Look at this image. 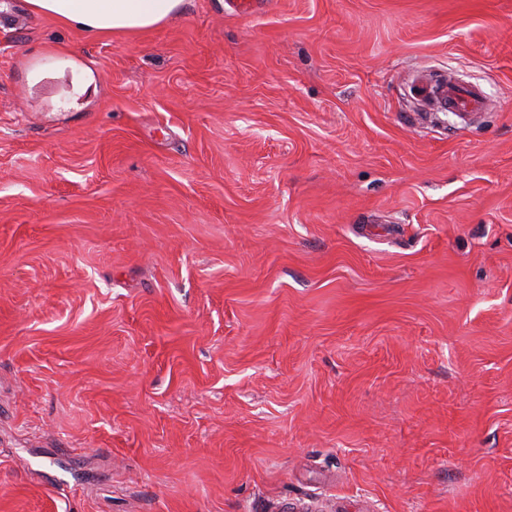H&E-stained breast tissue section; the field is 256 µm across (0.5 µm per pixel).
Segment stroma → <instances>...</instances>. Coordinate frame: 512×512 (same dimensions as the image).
Returning <instances> with one entry per match:
<instances>
[{
  "instance_id": "obj_1",
  "label": "stroma",
  "mask_w": 512,
  "mask_h": 512,
  "mask_svg": "<svg viewBox=\"0 0 512 512\" xmlns=\"http://www.w3.org/2000/svg\"><path fill=\"white\" fill-rule=\"evenodd\" d=\"M261 2L0 0V512H512V0ZM37 15L88 37H138L179 13L184 0H26ZM417 93L440 99L446 109L456 112L463 121L478 114L484 107V97L479 88L458 85L451 80L434 84L422 81Z\"/></svg>"
}]
</instances>
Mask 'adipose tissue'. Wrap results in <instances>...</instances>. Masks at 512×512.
Instances as JSON below:
<instances>
[{
  "instance_id": "obj_1",
  "label": "adipose tissue",
  "mask_w": 512,
  "mask_h": 512,
  "mask_svg": "<svg viewBox=\"0 0 512 512\" xmlns=\"http://www.w3.org/2000/svg\"><path fill=\"white\" fill-rule=\"evenodd\" d=\"M37 15L88 37H138L179 13L183 0H27Z\"/></svg>"
}]
</instances>
